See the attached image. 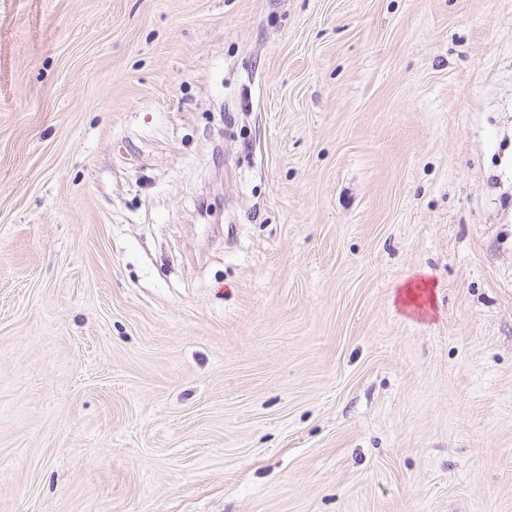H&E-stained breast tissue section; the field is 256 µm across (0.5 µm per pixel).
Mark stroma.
<instances>
[{"label": "stroma", "mask_w": 512, "mask_h": 512, "mask_svg": "<svg viewBox=\"0 0 512 512\" xmlns=\"http://www.w3.org/2000/svg\"><path fill=\"white\" fill-rule=\"evenodd\" d=\"M0 512H512V0H0Z\"/></svg>", "instance_id": "35a3bbf8"}]
</instances>
